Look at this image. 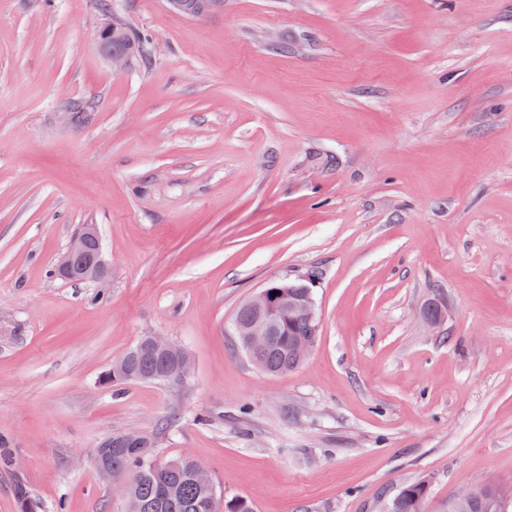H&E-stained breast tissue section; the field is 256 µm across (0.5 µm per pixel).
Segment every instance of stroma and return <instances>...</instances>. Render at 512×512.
Masks as SVG:
<instances>
[{"mask_svg": "<svg viewBox=\"0 0 512 512\" xmlns=\"http://www.w3.org/2000/svg\"><path fill=\"white\" fill-rule=\"evenodd\" d=\"M82 224L108 271L57 278ZM271 280L319 324L278 376L231 329ZM150 335L183 382L101 384ZM121 429L253 512L512 491V0H0V512H127ZM428 493L425 481L406 485L391 504V512H421V504Z\"/></svg>", "mask_w": 512, "mask_h": 512, "instance_id": "obj_1", "label": "stroma"}]
</instances>
